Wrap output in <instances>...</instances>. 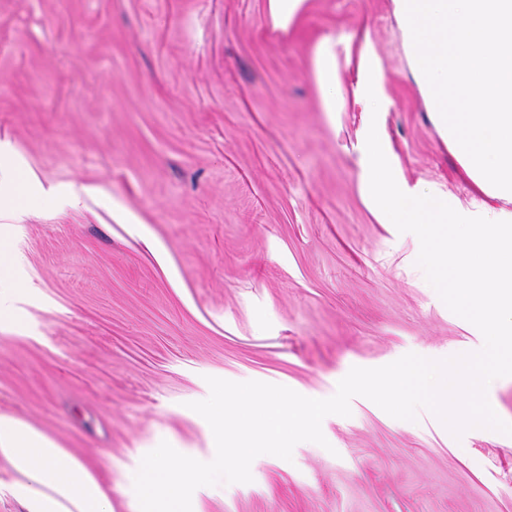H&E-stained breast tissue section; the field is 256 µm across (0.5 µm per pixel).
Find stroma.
<instances>
[{"mask_svg":"<svg viewBox=\"0 0 512 512\" xmlns=\"http://www.w3.org/2000/svg\"><path fill=\"white\" fill-rule=\"evenodd\" d=\"M369 27L408 183L475 198L412 78L392 0H311L295 32L265 0H0V412L22 417L137 512L160 442L208 462L207 377L323 399L352 367L476 351L411 242L359 191V112H326L322 37ZM88 187L80 201L73 189ZM327 446L261 455L192 512H512V436L454 437L357 396Z\"/></svg>","mask_w":512,"mask_h":512,"instance_id":"1","label":"stroma"}]
</instances>
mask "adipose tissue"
I'll list each match as a JSON object with an SVG mask.
<instances>
[{
    "label": "adipose tissue",
    "instance_id": "obj_1",
    "mask_svg": "<svg viewBox=\"0 0 512 512\" xmlns=\"http://www.w3.org/2000/svg\"><path fill=\"white\" fill-rule=\"evenodd\" d=\"M355 51L357 80L345 89L338 76L337 46ZM312 73L323 109L353 106L363 120L356 141L363 156L360 189L378 223L409 227L429 282L449 309L466 321H499L496 338L472 359L485 382L512 376V210L467 208L438 197L423 184L404 181L379 121L390 108L369 29L325 37L312 52ZM471 229L459 239L460 226ZM18 512H112V490L98 473L54 438L23 418L0 414V496Z\"/></svg>",
    "mask_w": 512,
    "mask_h": 512
}]
</instances>
